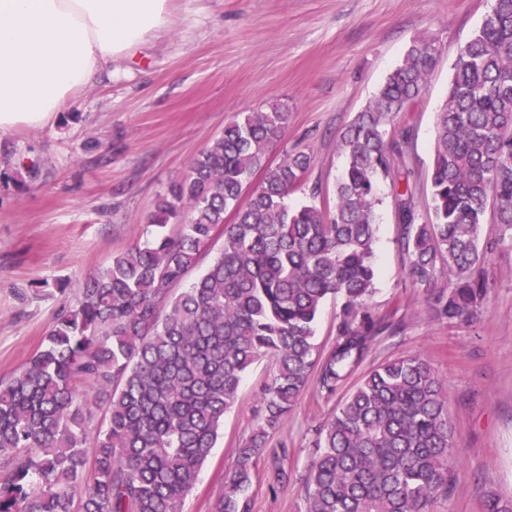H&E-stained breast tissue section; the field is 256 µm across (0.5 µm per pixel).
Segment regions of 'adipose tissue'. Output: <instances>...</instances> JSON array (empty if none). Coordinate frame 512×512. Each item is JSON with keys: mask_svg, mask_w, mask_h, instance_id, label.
Instances as JSON below:
<instances>
[{"mask_svg": "<svg viewBox=\"0 0 512 512\" xmlns=\"http://www.w3.org/2000/svg\"><path fill=\"white\" fill-rule=\"evenodd\" d=\"M170 0H0V131L50 123L169 23Z\"/></svg>", "mask_w": 512, "mask_h": 512, "instance_id": "obj_1", "label": "adipose tissue"}]
</instances>
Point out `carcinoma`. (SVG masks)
<instances>
[{
  "mask_svg": "<svg viewBox=\"0 0 512 512\" xmlns=\"http://www.w3.org/2000/svg\"><path fill=\"white\" fill-rule=\"evenodd\" d=\"M437 55L435 42H413L341 131L333 208L316 202V190L288 206L309 155L267 163L288 111L272 106L224 127L149 217L178 232L113 256L63 308L44 348L0 381V512H183L245 372L270 356L277 371L262 394V422L236 449L214 504L251 512L255 458L312 373L333 394L369 352L376 189L410 140L389 128L417 103ZM430 182V223H416L410 186L396 197L407 273L419 288H439L437 317L470 321L488 290L487 210L498 239L512 241V0H494L460 48L437 112ZM220 230L222 252L172 295ZM329 295L344 300V319L319 355L314 326ZM454 441L448 391L432 365L420 355L387 361L316 430L304 512H429L448 491ZM287 458L284 445L273 453L270 488L288 483Z\"/></svg>",
  "mask_w": 512,
  "mask_h": 512,
  "instance_id": "cac0c4a2",
  "label": "carcinoma"
}]
</instances>
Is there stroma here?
Here are the masks:
<instances>
[{
	"mask_svg": "<svg viewBox=\"0 0 512 512\" xmlns=\"http://www.w3.org/2000/svg\"><path fill=\"white\" fill-rule=\"evenodd\" d=\"M493 0H170L168 26L112 67L41 127L0 132V379L21 371L46 344L63 306L85 281L137 241L159 196L225 125L272 104L288 128L269 154L312 162L289 206L312 190L336 200L344 158L339 134L375 97L417 39H435L437 64L412 111L409 181L378 186L377 277L366 311L377 333L336 395L309 382L255 461L251 512H302L316 430L368 371L417 354L448 389L455 430L452 480L432 512H512V244L489 255V290L476 320L432 316V296L413 286L395 198L411 186L418 223L434 218L429 172L435 119L453 64ZM275 363L265 357L242 379L217 445L184 512H212L235 450L259 423L260 397ZM288 446V484L269 490L271 451Z\"/></svg>",
	"mask_w": 512,
	"mask_h": 512,
	"instance_id": "1",
	"label": "stroma"
}]
</instances>
